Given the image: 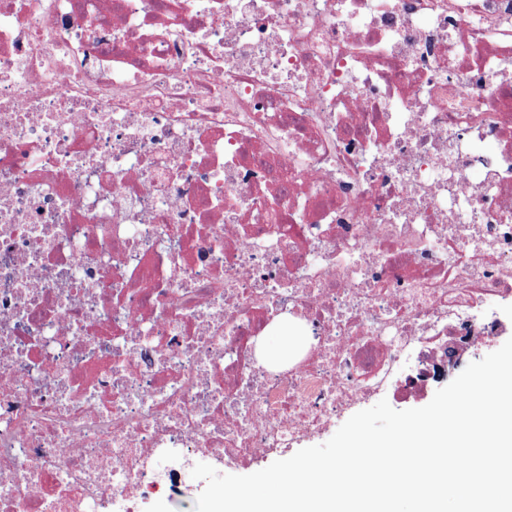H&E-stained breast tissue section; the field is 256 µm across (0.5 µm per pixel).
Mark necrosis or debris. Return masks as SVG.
I'll use <instances>...</instances> for the list:
<instances>
[{
	"instance_id": "necrosis-or-debris-1",
	"label": "necrosis or debris",
	"mask_w": 512,
	"mask_h": 512,
	"mask_svg": "<svg viewBox=\"0 0 512 512\" xmlns=\"http://www.w3.org/2000/svg\"><path fill=\"white\" fill-rule=\"evenodd\" d=\"M493 305L512 0H0V512L182 510L190 456L425 397Z\"/></svg>"
}]
</instances>
